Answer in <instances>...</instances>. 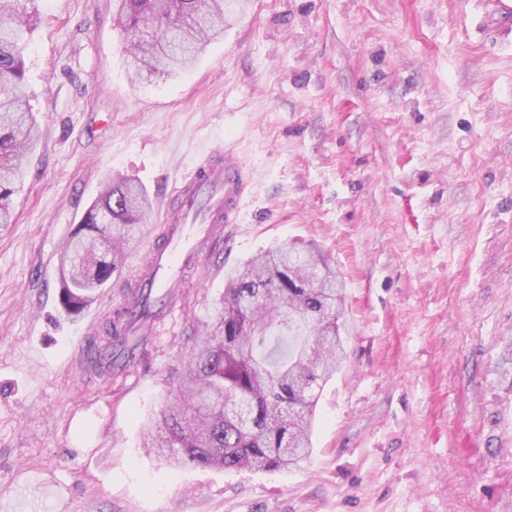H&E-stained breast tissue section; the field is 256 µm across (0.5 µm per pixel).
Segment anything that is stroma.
<instances>
[{
	"instance_id": "1",
	"label": "stroma",
	"mask_w": 512,
	"mask_h": 512,
	"mask_svg": "<svg viewBox=\"0 0 512 512\" xmlns=\"http://www.w3.org/2000/svg\"><path fill=\"white\" fill-rule=\"evenodd\" d=\"M40 139L0 224V512H512V0H248L186 73L137 76L112 0H40ZM238 223L124 379L104 344L158 217L209 150ZM153 200L76 314L59 253L107 173ZM290 242L345 285L340 370L288 470L173 466L143 446L224 291Z\"/></svg>"
}]
</instances>
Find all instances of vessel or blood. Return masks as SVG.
I'll return each instance as SVG.
<instances>
[{"instance_id": "1", "label": "vessel or blood", "mask_w": 512, "mask_h": 512, "mask_svg": "<svg viewBox=\"0 0 512 512\" xmlns=\"http://www.w3.org/2000/svg\"><path fill=\"white\" fill-rule=\"evenodd\" d=\"M243 183V172L228 157L207 153L183 179L178 206L165 212L164 237L139 269L138 287L175 300L180 284L219 244L225 225L234 223Z\"/></svg>"}]
</instances>
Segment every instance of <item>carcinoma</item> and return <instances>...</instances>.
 I'll return each instance as SVG.
<instances>
[{
	"label": "carcinoma",
	"instance_id": "cac0c4a2",
	"mask_svg": "<svg viewBox=\"0 0 512 512\" xmlns=\"http://www.w3.org/2000/svg\"><path fill=\"white\" fill-rule=\"evenodd\" d=\"M244 0H113L138 71L191 67ZM39 17L35 0H0V224L39 126L25 85V52ZM132 179H108L59 258L60 303L76 312L118 272L136 226L151 209ZM343 283L324 253L288 245L260 253L225 276L217 314L190 355L160 433L147 448H175L169 462L227 470L281 469L310 455L319 390L346 355ZM117 312L122 350L138 346Z\"/></svg>",
	"mask_w": 512,
	"mask_h": 512
}]
</instances>
